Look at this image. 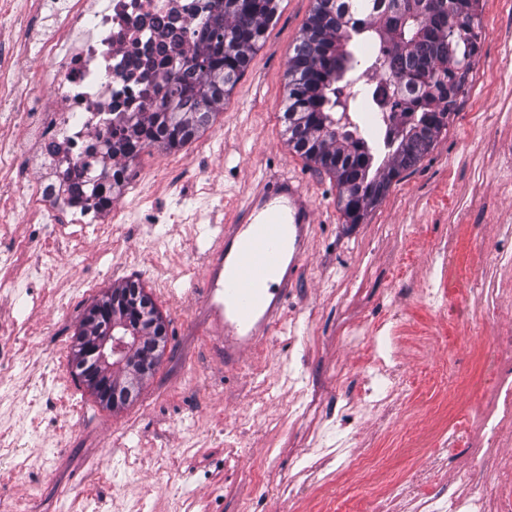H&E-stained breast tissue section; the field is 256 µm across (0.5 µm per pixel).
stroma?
I'll use <instances>...</instances> for the list:
<instances>
[{
	"instance_id": "obj_1",
	"label": "stroma",
	"mask_w": 512,
	"mask_h": 512,
	"mask_svg": "<svg viewBox=\"0 0 512 512\" xmlns=\"http://www.w3.org/2000/svg\"><path fill=\"white\" fill-rule=\"evenodd\" d=\"M313 0H284L262 46L213 124L199 140L143 150L131 166V207L154 211L153 224H100L80 257L67 240L34 235L25 224L5 231L22 263L54 248L57 268L33 288L0 289V341L13 344L14 401L31 405L24 471L0 458V512H319L336 486L363 495L359 465H324L326 483H308L299 454L312 421L271 426L298 388L333 430L356 434L359 456L396 469L458 483L472 466L459 444L452 463L429 462L433 431L462 419L470 402L493 389L483 350L512 332V268L490 262L497 227L512 225V0H480V54L458 109L430 151L402 171L386 197L358 224L346 223L336 181L288 148L282 112L285 71ZM294 170L317 210L313 250L301 263L282 323L237 364L204 329L197 287L212 233L231 225L263 179ZM142 282L168 326L167 347L140 396L110 410L75 377L72 345L90 306L126 280ZM496 317H489V310ZM360 337L359 345L346 336ZM381 336L393 337L410 387L391 404L388 422L361 413L363 367ZM410 336H428L431 355L412 354ZM454 345L457 366L436 378L437 353ZM290 375L268 403L265 378ZM465 381L470 402L445 400L443 387ZM256 424L238 453L224 446L243 413ZM421 446L399 450L407 436ZM292 494H284L286 482Z\"/></svg>"
}]
</instances>
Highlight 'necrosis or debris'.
Segmentation results:
<instances>
[{
  "mask_svg": "<svg viewBox=\"0 0 512 512\" xmlns=\"http://www.w3.org/2000/svg\"><path fill=\"white\" fill-rule=\"evenodd\" d=\"M212 0H40L33 24L18 48H0V60L14 50L29 53L37 66L29 86L0 95V120L22 128L23 141L0 140V169H23L8 192L15 207L9 223L122 224L125 207L109 188L107 203L79 194L78 186L121 166L108 148L113 132L131 112L151 111L165 87L171 60L192 49L203 35ZM494 379L491 407L470 416L469 429L436 439L433 463L453 456L457 445L477 431L498 445L512 424V339L499 338L486 351ZM406 370L395 358L374 353L364 371L360 405L384 413L389 399L404 391ZM316 426L302 452L305 471L317 475L324 460L348 463L357 437L347 433L335 445L323 442ZM366 512H388L396 501L417 500L423 512H512V455L476 457L464 490L410 479L370 462Z\"/></svg>",
  "mask_w": 512,
  "mask_h": 512,
  "instance_id": "necrosis-or-debris-1",
  "label": "necrosis or debris"
}]
</instances>
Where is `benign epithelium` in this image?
<instances>
[{
	"instance_id": "1",
	"label": "benign epithelium",
	"mask_w": 512,
	"mask_h": 512,
	"mask_svg": "<svg viewBox=\"0 0 512 512\" xmlns=\"http://www.w3.org/2000/svg\"><path fill=\"white\" fill-rule=\"evenodd\" d=\"M90 319L99 324L98 333L81 337L76 345V368L82 378L111 400L112 405L128 403L138 394V381L151 376L159 362L157 346L146 349L130 345L128 337L115 333L118 328L153 330L157 321L150 314V306L129 297L114 299L110 303L97 301L89 313ZM116 362L125 368L129 376L123 385L109 386L102 379V369Z\"/></svg>"
}]
</instances>
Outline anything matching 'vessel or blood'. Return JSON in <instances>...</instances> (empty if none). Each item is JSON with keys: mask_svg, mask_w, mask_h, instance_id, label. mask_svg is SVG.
<instances>
[{"mask_svg": "<svg viewBox=\"0 0 512 512\" xmlns=\"http://www.w3.org/2000/svg\"><path fill=\"white\" fill-rule=\"evenodd\" d=\"M316 209L303 179L288 174L258 184L231 230L208 250L202 297L207 324L236 361L270 328L281 311L302 260L310 253Z\"/></svg>", "mask_w": 512, "mask_h": 512, "instance_id": "b4317fda", "label": "vessel or blood"}]
</instances>
